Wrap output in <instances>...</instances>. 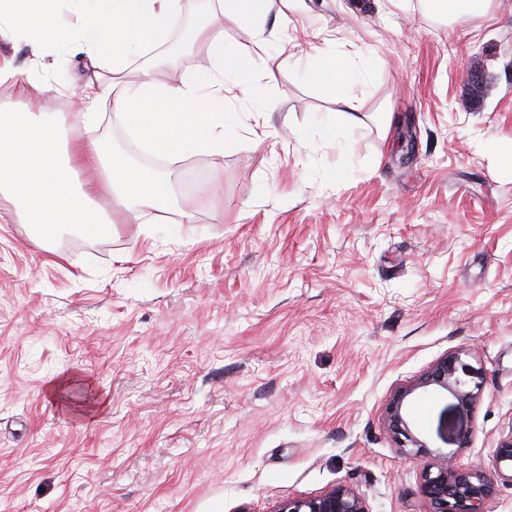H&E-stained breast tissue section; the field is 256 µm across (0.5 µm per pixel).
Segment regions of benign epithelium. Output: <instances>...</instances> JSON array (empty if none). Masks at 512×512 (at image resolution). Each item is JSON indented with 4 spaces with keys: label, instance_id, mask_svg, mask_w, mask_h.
Instances as JSON below:
<instances>
[{
    "label": "benign epithelium",
    "instance_id": "1",
    "mask_svg": "<svg viewBox=\"0 0 512 512\" xmlns=\"http://www.w3.org/2000/svg\"><path fill=\"white\" fill-rule=\"evenodd\" d=\"M473 370L456 352L437 360L427 371L399 388L388 403L383 422L398 440L402 452L429 459L422 475L421 491L433 512H484L485 502L494 494V480L477 469L455 466L453 457L429 449L410 429L405 403L419 390L429 388L448 392L457 406L471 410L480 396V387H468ZM274 512H368L361 497L352 489L338 485L319 495L280 503Z\"/></svg>",
    "mask_w": 512,
    "mask_h": 512
}]
</instances>
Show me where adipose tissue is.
<instances>
[{
    "label": "adipose tissue",
    "mask_w": 512,
    "mask_h": 512,
    "mask_svg": "<svg viewBox=\"0 0 512 512\" xmlns=\"http://www.w3.org/2000/svg\"><path fill=\"white\" fill-rule=\"evenodd\" d=\"M74 2V21L67 25L52 10V0H0L1 39L22 38L36 48L48 43L72 47L98 70L86 80L75 116L0 113V188L10 191L45 243L68 226L107 230L106 216L94 200L100 189L135 221L144 210L174 201L169 172L143 170L106 152L100 142L78 145L70 156L61 153L59 144L71 120L94 122L98 110L108 106L156 156L223 155L224 129L233 121L226 103L253 99L257 92L254 58L225 48L224 24L254 25L272 6L288 10L290 0H224L220 11L192 29L183 44L187 51L207 45L210 68L177 85L165 76L164 48L181 0ZM148 52L154 53L153 62L142 63ZM308 77L333 92L337 130L349 133L362 125V104L349 91L361 74L345 55L309 56ZM78 162L98 171L99 186H75Z\"/></svg>",
    "instance_id": "adipose-tissue-1"
}]
</instances>
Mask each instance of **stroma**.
<instances>
[{
  "label": "stroma",
  "instance_id": "1",
  "mask_svg": "<svg viewBox=\"0 0 512 512\" xmlns=\"http://www.w3.org/2000/svg\"><path fill=\"white\" fill-rule=\"evenodd\" d=\"M259 25L263 50L230 22L224 45L276 81L229 104L222 156L171 162L175 206L132 224L102 192L111 231L46 248L0 191V512H274L337 485L369 512H430L425 459L382 417L451 352L479 369L478 405L417 393L410 428L493 475L512 436V171L495 152L512 141V0L452 23L425 0H297ZM310 33L365 72L351 136L307 78ZM0 66L52 87L5 83L0 104L74 111L80 57L0 40ZM67 134L138 143L109 109ZM2 81H11L14 85L21 88L29 95L39 94L46 90V86L32 76L24 69L18 68L2 75L0 69V84Z\"/></svg>",
  "mask_w": 512,
  "mask_h": 512
}]
</instances>
